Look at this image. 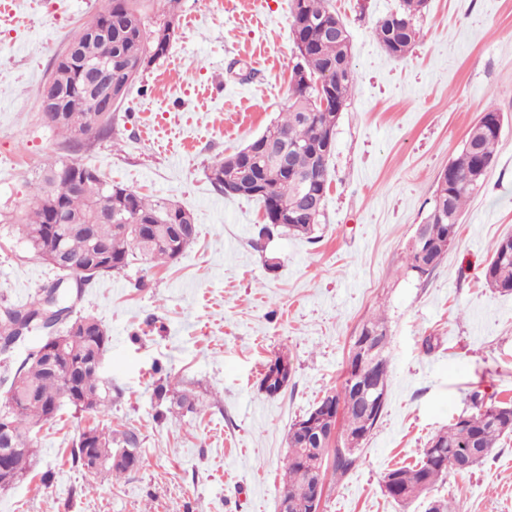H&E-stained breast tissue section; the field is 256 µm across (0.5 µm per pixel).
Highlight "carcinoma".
<instances>
[{
    "instance_id": "1",
    "label": "carcinoma",
    "mask_w": 512,
    "mask_h": 512,
    "mask_svg": "<svg viewBox=\"0 0 512 512\" xmlns=\"http://www.w3.org/2000/svg\"><path fill=\"white\" fill-rule=\"evenodd\" d=\"M103 7L90 23H105L112 36L89 38L80 29L73 42L86 60H102L108 65L107 82L128 89L152 64L165 57L171 40L170 21L178 12L179 0H101ZM428 0H399L398 7L381 18L375 35L386 53L394 58L406 56L419 37L418 21ZM329 21L346 26L329 0H292L291 34L299 51L291 69L290 94L281 119L273 122L245 148L216 159L207 168V178L220 193L229 197L253 198L265 212V222L258 225L254 246L285 232L309 239L323 216L331 179L329 163L332 150L324 141L325 132L336 129L340 113L353 92L356 75L351 50L342 41L322 33L319 23ZM53 91L60 105L74 112L76 123L55 122L48 127L72 142L79 138L102 139L112 131V124L100 120V104L86 99L82 77L73 64L56 61L50 74ZM323 79L322 85L313 83ZM503 129V116L486 110L467 133L460 154L448 164L445 176L438 179L433 204L425 218L424 238L429 244L426 261L429 270L441 262L455 242L462 209L467 199L484 184L487 172L496 160V149ZM275 139L279 150L291 156L293 172L284 175L271 167L259 153L260 143ZM311 173L318 178L311 203L318 214L302 211L291 224L278 223L281 206L290 204L299 191L295 175ZM32 202L19 231L26 243L39 253L61 248L75 264L71 270H58V276L74 277L79 269L94 261L97 252L107 254L97 277L118 273L129 265L130 257L166 263L177 260L195 241L197 225L184 224L180 214L185 209L164 199H151L119 183L105 179L95 166L63 163L37 174L32 183ZM112 204V223L99 222L98 209ZM64 209L68 223H51L53 207ZM486 285L501 294H512V235L498 240L490 260L483 268ZM1 315L7 323L19 318L30 326L27 337L46 335L45 289L35 292L32 300L8 306ZM382 333L378 353L383 360L378 380L382 391L388 388L390 336L383 318L365 320L361 328ZM109 336L104 328H94L74 338L67 356L59 358L58 372H53L38 358L24 359L12 366L6 346L0 347L1 381L9 383L7 396L0 402V426L13 428L9 470L0 472V484L12 486L28 473L35 448L31 432L34 427L56 419L65 404L77 412L103 417L112 402V383L96 366L104 356ZM154 393L159 402H168V412L182 416L196 411V398L190 390L173 392L160 379ZM476 412L471 419H457L448 429L433 436L421 459L413 466L392 469L384 474L382 486L391 499L410 501L428 493L445 480L448 473H468L483 463L501 438L512 434V401L483 403L473 395ZM336 404L341 417V443L334 448V469L347 473L356 461V453L368 438L383 410L374 417L365 415L362 399L355 387L344 379L340 387L323 397ZM301 428L291 425L288 431V457L282 479L281 495L305 506L310 500L316 475L308 460L327 454L331 441L325 440L327 424L312 420L307 414L299 420ZM140 438L133 429L116 432L112 422L95 425L82 432L70 451L72 462L88 468L101 461V468L118 479L135 469L134 463H115L121 449L139 451Z\"/></svg>"
}]
</instances>
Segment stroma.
Segmentation results:
<instances>
[{
	"label": "stroma",
	"instance_id": "obj_1",
	"mask_svg": "<svg viewBox=\"0 0 512 512\" xmlns=\"http://www.w3.org/2000/svg\"><path fill=\"white\" fill-rule=\"evenodd\" d=\"M330 3L351 34L357 80L336 126L322 234L258 249L262 205L224 196L205 171L288 102L289 0H180L167 55L130 87L110 135L78 147L42 121L37 95L99 0H0V300L25 303L55 278L18 227L35 172L59 162L167 199L198 226L177 261L133 262L74 303L110 334L108 414L138 433V467L115 479L73 466V442L98 418L67 408L34 429L30 472L0 490V512H279L288 428L341 385L352 339L375 314L391 336L385 410L355 466L327 470L320 512H426L432 498L449 512H512V435L430 497L403 506L380 487L473 413V393L512 399V294L482 276L494 243L512 234V0H428L401 59L375 36L398 0ZM488 109L504 123L484 187L441 264L404 274L439 175ZM280 355L291 374L272 396L260 380ZM161 377L191 389L196 412L162 417Z\"/></svg>",
	"mask_w": 512,
	"mask_h": 512
}]
</instances>
